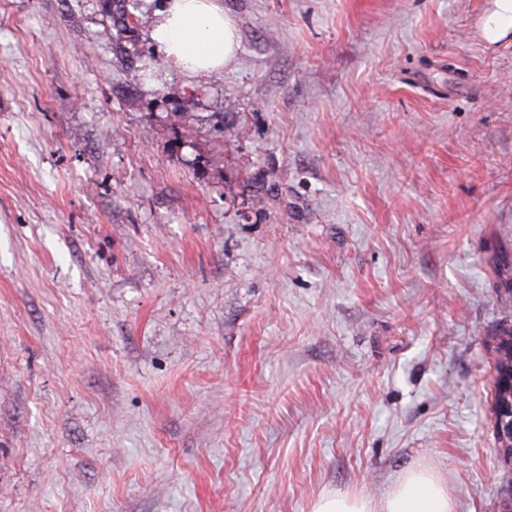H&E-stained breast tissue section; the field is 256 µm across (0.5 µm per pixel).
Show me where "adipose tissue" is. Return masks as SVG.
Returning a JSON list of instances; mask_svg holds the SVG:
<instances>
[{
  "label": "adipose tissue",
  "instance_id": "1",
  "mask_svg": "<svg viewBox=\"0 0 512 512\" xmlns=\"http://www.w3.org/2000/svg\"><path fill=\"white\" fill-rule=\"evenodd\" d=\"M150 37L171 65L192 78L223 72L238 49L233 20L221 0H165ZM312 512H454V504L440 477L410 469L397 477L382 504L364 495L332 492Z\"/></svg>",
  "mask_w": 512,
  "mask_h": 512
}]
</instances>
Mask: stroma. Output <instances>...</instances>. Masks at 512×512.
Masks as SVG:
<instances>
[{
    "mask_svg": "<svg viewBox=\"0 0 512 512\" xmlns=\"http://www.w3.org/2000/svg\"><path fill=\"white\" fill-rule=\"evenodd\" d=\"M0 0V512H498L512 31L494 0ZM222 0H165L150 37L158 52L192 78L224 72L236 59L233 20ZM495 6L483 26L484 36L491 43L505 37L512 28V0H495ZM494 352L490 366L491 375V415L499 416V411L505 403L512 402V324H503L491 338ZM495 380L497 383L495 384ZM312 512H454L448 486L433 473L410 469L400 474L379 508L364 495H323Z\"/></svg>",
    "mask_w": 512,
    "mask_h": 512,
    "instance_id": "35a3bbf8",
    "label": "stroma"
}]
</instances>
